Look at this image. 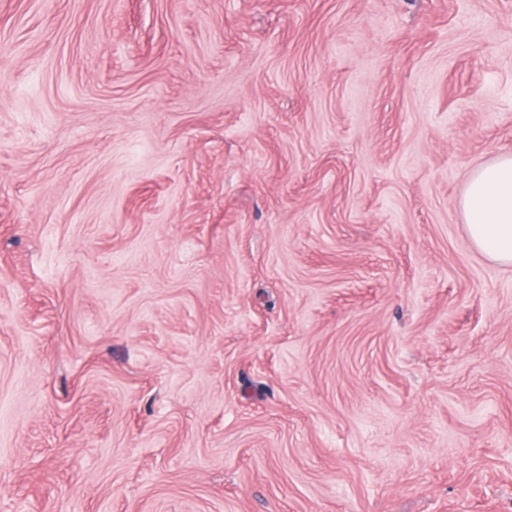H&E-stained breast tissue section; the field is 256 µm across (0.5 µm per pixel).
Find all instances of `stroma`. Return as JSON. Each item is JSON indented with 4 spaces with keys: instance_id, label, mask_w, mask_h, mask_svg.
Wrapping results in <instances>:
<instances>
[{
    "instance_id": "obj_1",
    "label": "stroma",
    "mask_w": 512,
    "mask_h": 512,
    "mask_svg": "<svg viewBox=\"0 0 512 512\" xmlns=\"http://www.w3.org/2000/svg\"><path fill=\"white\" fill-rule=\"evenodd\" d=\"M512 0H0V512H512ZM459 208L470 243L490 259L512 265V153L470 173Z\"/></svg>"
}]
</instances>
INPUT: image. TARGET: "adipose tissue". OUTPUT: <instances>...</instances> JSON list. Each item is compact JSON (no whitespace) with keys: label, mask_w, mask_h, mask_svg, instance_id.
Instances as JSON below:
<instances>
[{"label":"adipose tissue","mask_w":512,"mask_h":512,"mask_svg":"<svg viewBox=\"0 0 512 512\" xmlns=\"http://www.w3.org/2000/svg\"><path fill=\"white\" fill-rule=\"evenodd\" d=\"M459 208L471 244L490 259L512 265V153H501L470 173Z\"/></svg>","instance_id":"obj_1"}]
</instances>
